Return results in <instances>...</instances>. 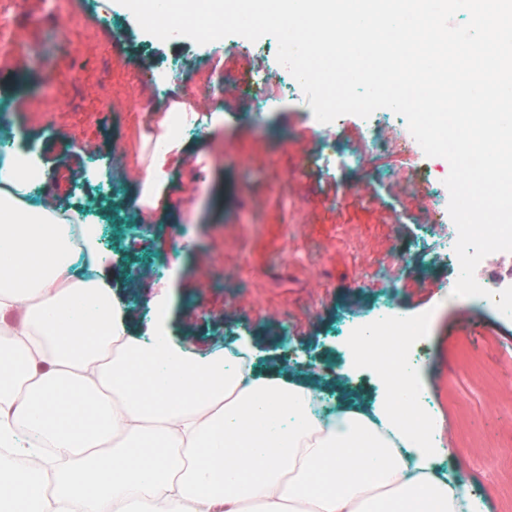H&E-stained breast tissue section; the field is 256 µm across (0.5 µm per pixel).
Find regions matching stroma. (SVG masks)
<instances>
[{"label":"stroma","instance_id":"35a3bbf8","mask_svg":"<svg viewBox=\"0 0 512 512\" xmlns=\"http://www.w3.org/2000/svg\"><path fill=\"white\" fill-rule=\"evenodd\" d=\"M15 21L0 50V124L19 126L54 178L46 192L98 229L108 281L126 306L129 335L145 338L156 316L194 355L244 345L256 375L299 381L310 369L326 407L365 409L380 398L369 370L345 377L347 338L383 308L425 328L417 342L422 389L456 451L439 472L471 473V512H512V318L453 296L448 260L450 171L441 157L397 150L405 119L375 111L376 125L346 114L319 122L302 90L278 93L277 41L250 43L272 85L244 83L226 40L200 45L145 32L118 0L51 45V80L31 67L50 43L43 0H0ZM206 122L168 155L167 182L143 223L137 181L119 166L150 161L157 122L172 101ZM394 279L370 286L390 254Z\"/></svg>","mask_w":512,"mask_h":512}]
</instances>
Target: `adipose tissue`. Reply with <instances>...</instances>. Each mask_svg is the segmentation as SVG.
Segmentation results:
<instances>
[{
	"mask_svg": "<svg viewBox=\"0 0 512 512\" xmlns=\"http://www.w3.org/2000/svg\"><path fill=\"white\" fill-rule=\"evenodd\" d=\"M186 103L160 123L143 203L155 205ZM40 158L0 164V430L24 427L55 448L57 467L0 461V512H127L162 500L170 512H458L465 483L438 475L452 456L444 419L422 409L412 378L382 377L371 413L319 412L320 396L255 377L244 356L185 353L163 330L128 336L125 309L97 254V229L72 226L21 196L47 180ZM394 312L351 340L355 364L390 329Z\"/></svg>",
	"mask_w": 512,
	"mask_h": 512,
	"instance_id": "obj_1",
	"label": "adipose tissue"
}]
</instances>
